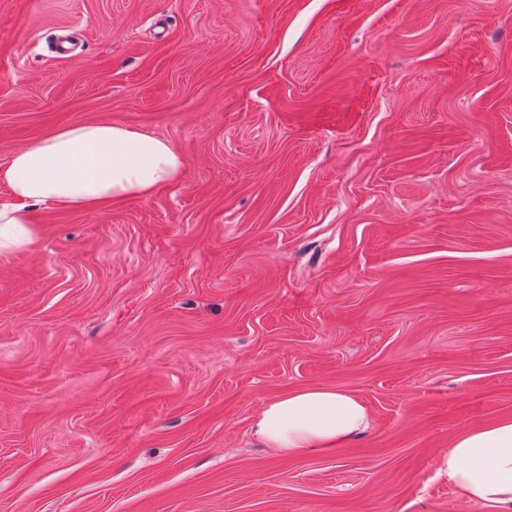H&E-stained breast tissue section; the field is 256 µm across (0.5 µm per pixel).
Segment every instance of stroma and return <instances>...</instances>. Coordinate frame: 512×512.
<instances>
[{"instance_id": "1", "label": "stroma", "mask_w": 512, "mask_h": 512, "mask_svg": "<svg viewBox=\"0 0 512 512\" xmlns=\"http://www.w3.org/2000/svg\"><path fill=\"white\" fill-rule=\"evenodd\" d=\"M99 121L185 168L0 256V512H483L435 461L512 417V0H0V164ZM312 386L369 428L252 438ZM369 421V407L358 396L317 386L267 402L253 418L251 433L264 448L297 457L341 448Z\"/></svg>"}]
</instances>
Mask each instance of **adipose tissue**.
I'll return each instance as SVG.
<instances>
[{
    "label": "adipose tissue",
    "mask_w": 512,
    "mask_h": 512,
    "mask_svg": "<svg viewBox=\"0 0 512 512\" xmlns=\"http://www.w3.org/2000/svg\"><path fill=\"white\" fill-rule=\"evenodd\" d=\"M182 153L168 140L109 122H78L15 150L0 165V254L32 243L30 209L80 207L145 197L175 181ZM370 410L358 396L317 386L267 402L255 415L256 441L281 456L297 457L342 447L369 424ZM460 500L484 512H512V418L455 436L437 459Z\"/></svg>",
    "instance_id": "adipose-tissue-1"
}]
</instances>
